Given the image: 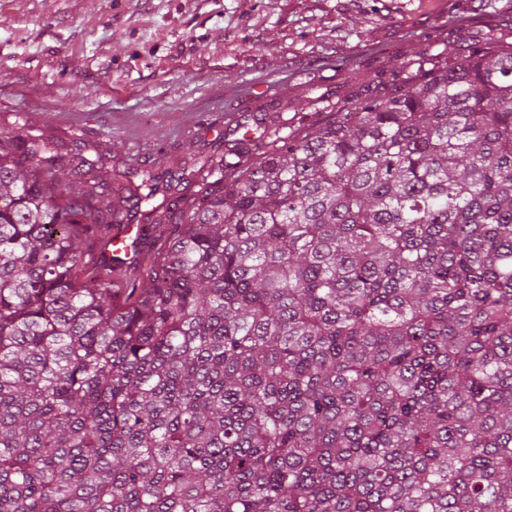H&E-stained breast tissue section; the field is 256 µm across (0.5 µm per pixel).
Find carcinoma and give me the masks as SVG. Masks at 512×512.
<instances>
[{
  "label": "carcinoma",
  "instance_id": "carcinoma-1",
  "mask_svg": "<svg viewBox=\"0 0 512 512\" xmlns=\"http://www.w3.org/2000/svg\"><path fill=\"white\" fill-rule=\"evenodd\" d=\"M0 127V512H512V42L160 176ZM101 245L102 273L78 271ZM168 245L165 237L155 239L146 246L140 247V254L136 255L132 263H126L122 269L112 271V284L116 288H130L133 282L142 281L153 264L157 253L163 251Z\"/></svg>",
  "mask_w": 512,
  "mask_h": 512
}]
</instances>
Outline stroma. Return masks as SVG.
I'll return each mask as SVG.
<instances>
[{"label": "stroma", "mask_w": 512, "mask_h": 512, "mask_svg": "<svg viewBox=\"0 0 512 512\" xmlns=\"http://www.w3.org/2000/svg\"><path fill=\"white\" fill-rule=\"evenodd\" d=\"M512 31V0H0V119L119 173L192 170L239 123L286 135L423 54Z\"/></svg>", "instance_id": "1"}]
</instances>
